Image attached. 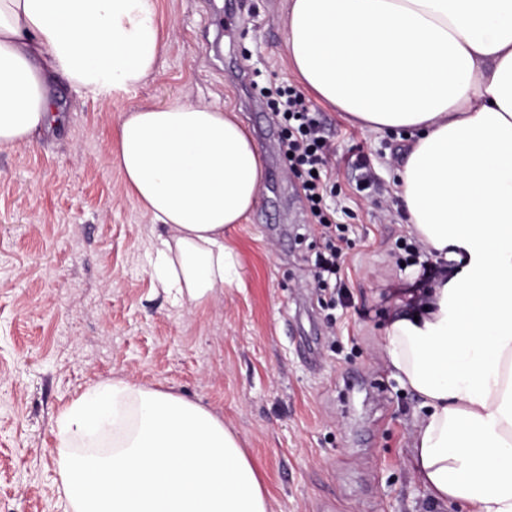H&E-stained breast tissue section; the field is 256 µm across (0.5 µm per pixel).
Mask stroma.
Here are the masks:
<instances>
[{"instance_id":"stroma-1","label":"stroma","mask_w":512,"mask_h":512,"mask_svg":"<svg viewBox=\"0 0 512 512\" xmlns=\"http://www.w3.org/2000/svg\"><path fill=\"white\" fill-rule=\"evenodd\" d=\"M288 0H156V70L109 99L54 85L62 122L0 149V512H63L55 420L99 382L173 391L223 417L274 512H434L409 445L417 401L381 338L408 275L403 147L322 102L341 171L348 310L303 290L321 246L280 152L260 86L297 84L284 63ZM204 101L235 112L264 164L258 202L228 234L241 283L214 305H176L150 272L151 221L125 190L115 128L133 106ZM367 155L387 188L357 192Z\"/></svg>"}]
</instances>
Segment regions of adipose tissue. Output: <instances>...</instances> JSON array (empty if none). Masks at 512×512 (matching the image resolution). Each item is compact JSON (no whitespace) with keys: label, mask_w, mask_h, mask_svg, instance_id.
Segmentation results:
<instances>
[{"label":"adipose tissue","mask_w":512,"mask_h":512,"mask_svg":"<svg viewBox=\"0 0 512 512\" xmlns=\"http://www.w3.org/2000/svg\"><path fill=\"white\" fill-rule=\"evenodd\" d=\"M285 29L286 62L318 100L409 135V227L459 265L400 301L382 340L421 401L412 472L437 505L512 512V0H289ZM163 48L155 0H0V148L52 127L50 76L104 98L153 73ZM117 143L130 197L162 228L154 279L175 302L215 303L240 281L224 232L258 199L256 143L203 101L133 108ZM107 432L111 451L76 452ZM57 437L70 512H272L238 435L182 395L97 384Z\"/></svg>","instance_id":"ef3b65f1"}]
</instances>
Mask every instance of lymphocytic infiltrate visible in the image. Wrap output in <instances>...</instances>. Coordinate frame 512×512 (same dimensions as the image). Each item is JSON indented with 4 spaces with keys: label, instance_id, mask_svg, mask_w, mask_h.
I'll return each mask as SVG.
<instances>
[{
    "label": "lymphocytic infiltrate",
    "instance_id": "obj_1",
    "mask_svg": "<svg viewBox=\"0 0 512 512\" xmlns=\"http://www.w3.org/2000/svg\"><path fill=\"white\" fill-rule=\"evenodd\" d=\"M263 93L271 99L275 115L284 126L282 150L288 170L306 202L310 222L322 238L311 288L325 298L327 306L350 307L346 289L339 286L345 237L336 222L338 181L324 122L320 113L311 109L304 93L293 85L269 86Z\"/></svg>",
    "mask_w": 512,
    "mask_h": 512
}]
</instances>
